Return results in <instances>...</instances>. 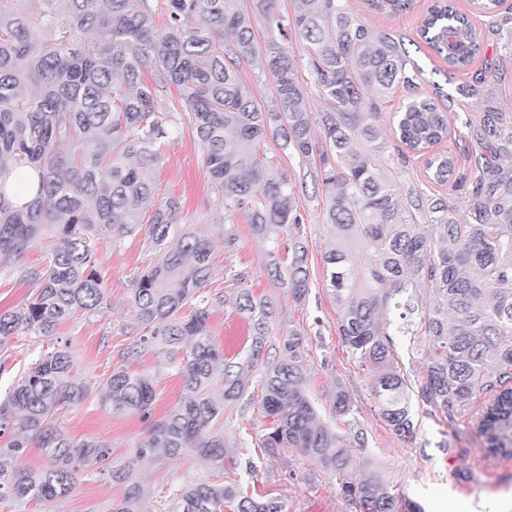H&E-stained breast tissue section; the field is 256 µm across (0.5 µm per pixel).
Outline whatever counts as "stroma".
<instances>
[{
	"label": "stroma",
	"mask_w": 512,
	"mask_h": 512,
	"mask_svg": "<svg viewBox=\"0 0 512 512\" xmlns=\"http://www.w3.org/2000/svg\"><path fill=\"white\" fill-rule=\"evenodd\" d=\"M433 2L413 0L410 9L391 18L370 11L364 0H349L366 24L403 39L422 70L416 91L420 97L439 92L454 94L457 84L467 75H449L447 63L418 37L417 30ZM455 6L469 17L480 36L481 51L470 68L475 74L498 55L504 43L512 41V19L503 12L492 18L477 13L471 0H455ZM478 150L476 129L463 131L457 121H449L448 136L434 151L455 157L464 182L458 186L434 183L428 176L426 156L413 152L402 166L401 179L429 194L467 195L475 184V169L469 157ZM263 151L288 173L295 185L297 210L305 220L311 288L306 301L300 304L270 281L264 266V244L254 235L246 216H225L215 202L202 162L203 151L191 133L175 136L163 162L154 168L156 200L172 197L181 204L178 229L194 231L211 242L213 272L209 293L228 297L235 287L242 286L273 298L278 314L268 342L280 347L290 330H300L308 396L321 419L335 426L341 435L346 434L347 428L337 423L333 403L337 388L348 391L368 440L366 449L351 450L360 471L377 476L390 489L417 501L424 512H512V456L488 454L486 438L478 427L477 413L485 405V397H478L471 411L453 425L420 417L419 428L410 438L394 434L384 424L366 371L354 362L336 329V304L324 280L328 235L322 222V187L315 163H303L282 152L279 140L272 138L265 141ZM153 261L152 253L139 237L126 239L116 248H101L99 270L107 303L92 316L62 323L57 339L71 351L76 376L87 382L103 380L123 366L148 374L156 388L153 414L158 417L179 402L182 378L164 351L141 342L144 331L134 309L132 279ZM46 265L47 254L37 244L16 258L11 267L0 269V311L25 303L32 291L25 272L42 270ZM234 271L242 274L241 284L231 281ZM209 323L217 344H224L227 334H238L235 349L225 351L224 357L234 362L243 359L252 344L251 322L227 301L212 308ZM42 347L37 336L26 333L14 340L9 352H0V398ZM262 423L255 402L236 407L225 420L224 437L235 441L231 453L238 462L237 467L227 468V480H239L259 494L278 499L284 512H352L335 476L317 461L291 448L274 458H260L257 440ZM146 426L139 416L112 414L93 398L66 412L63 427L68 434L103 441L111 447V469L92 476L79 474L74 491L56 503V512H111L113 502L124 493L123 483L112 477L116 470L131 471L146 494L145 506L150 512L159 508L170 489L214 474L211 462L191 451L174 460L160 454L138 457L135 445ZM251 458L257 465L252 474L243 467Z\"/></svg>",
	"instance_id": "stroma-1"
}]
</instances>
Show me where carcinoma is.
I'll use <instances>...</instances> for the list:
<instances>
[{"instance_id":"carcinoma-1","label":"carcinoma","mask_w":512,"mask_h":512,"mask_svg":"<svg viewBox=\"0 0 512 512\" xmlns=\"http://www.w3.org/2000/svg\"><path fill=\"white\" fill-rule=\"evenodd\" d=\"M0 10V176L36 168L39 183L22 206L0 185V266L7 268L41 241L45 271L25 307L0 313V349L21 331L49 339L0 401V505L35 502L42 512L75 488L77 473L106 470L112 448L75 439L61 413L89 397L114 415L150 420L137 455L175 459L187 449L224 468L222 421L262 372L260 410L268 427L260 452L296 448L336 476L354 512H423L352 466L343 437L319 419L303 377L302 336L288 332L278 354L266 349L275 316L271 299L248 288L234 296L254 326L243 360L224 361L212 338L211 308L226 302L202 292L211 277L210 243L191 231L172 240L180 203L152 204V171L172 135L190 130L224 214L243 213L264 243L269 278L297 303L310 290L308 247L288 174L261 152L271 136L306 162L313 155L323 186V223L331 247L326 285L337 307V330L366 368L381 419L394 434H416L414 410L452 424L477 394L489 395L478 426L487 451L512 456V114L479 110L480 86L498 76L485 68L456 93L475 100L485 151L471 193L458 200L399 185L401 146L425 153L448 136V116L431 97L410 98L395 113L401 145L387 153L382 105L419 85L422 71L394 36L365 25L348 0H293L282 16L276 0H256L266 30L238 0H12ZM411 0H366L373 12L397 16ZM167 23L158 27V13ZM420 39L466 71L478 51L477 32L452 0H436L418 28ZM309 48L325 109L313 120L290 41ZM262 54L275 86L261 107L243 83L242 64ZM175 87L176 102L162 92ZM473 116L465 121L469 126ZM430 179L455 176L451 156L427 161ZM143 235L156 261L134 277L133 301L147 330L141 339L173 353L183 378L180 401L151 418L156 392L143 373L117 369L96 387L76 379L67 346L52 339L77 313H95L105 296L98 255ZM424 339L415 378L395 359V337ZM336 416L357 426L349 394L336 388ZM47 464L29 468L30 444ZM127 484L112 512H143L140 486ZM283 512L271 497L248 496L239 483L197 481L169 492L161 512Z\"/></svg>"}]
</instances>
